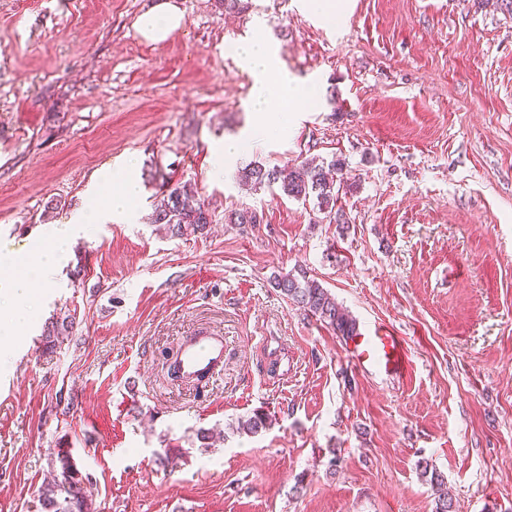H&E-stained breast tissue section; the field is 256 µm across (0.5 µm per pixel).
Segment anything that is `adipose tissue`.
I'll return each mask as SVG.
<instances>
[{
  "instance_id": "ef3b65f1",
  "label": "adipose tissue",
  "mask_w": 512,
  "mask_h": 512,
  "mask_svg": "<svg viewBox=\"0 0 512 512\" xmlns=\"http://www.w3.org/2000/svg\"><path fill=\"white\" fill-rule=\"evenodd\" d=\"M183 24V15L174 0H160L157 7L142 14L137 31L147 40H166ZM242 68L251 78L249 110L253 115L249 136L253 139H273L285 136L292 112L316 94L314 86L291 78L281 65L277 53L262 32L239 41L235 46ZM136 161L126 158L119 170L109 173L114 190L106 201L82 210L62 224L51 225L46 242L28 253L26 273H11L13 254L0 249V299L11 301L9 310H0V342L12 337L28 324L27 301L36 282H49L52 270L60 262L64 242L85 224H104L117 217L130 216L140 198L141 187L134 177Z\"/></svg>"
}]
</instances>
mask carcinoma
<instances>
[{
    "mask_svg": "<svg viewBox=\"0 0 512 512\" xmlns=\"http://www.w3.org/2000/svg\"><path fill=\"white\" fill-rule=\"evenodd\" d=\"M345 161L337 159L328 165L302 162L296 165L267 168L261 164H251L239 172L240 181L256 186L277 184L282 192L297 201L314 199L319 210L327 214L329 220L341 222L342 214L332 213L329 205L335 202L338 190L336 181L342 177ZM194 190L185 183L167 191L163 202L153 214L152 223L163 226L172 236L200 233L210 224V214L205 203L192 202ZM227 224H258L259 215L249 207L232 209L224 215ZM271 286L288 298L299 309L311 314L329 325L336 335L343 338L356 329L355 319L334 296L317 280L306 274L295 276L291 273L276 275L270 280ZM76 324V315H68L48 328L43 338L46 351L53 352L59 337L70 333ZM269 425V416L256 412L239 423V429L256 434ZM59 467L54 469L52 479L38 491L39 501L44 512H97L96 495L90 482L71 461V455L58 451ZM431 484L437 486L435 512H455L452 498L444 491V481L440 475L432 473Z\"/></svg>",
    "mask_w": 512,
    "mask_h": 512,
    "instance_id": "obj_1",
    "label": "carcinoma"
}]
</instances>
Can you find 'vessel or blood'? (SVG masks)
Returning <instances> with one entry per match:
<instances>
[{"label":"vessel or blood","instance_id":"1","mask_svg":"<svg viewBox=\"0 0 512 512\" xmlns=\"http://www.w3.org/2000/svg\"><path fill=\"white\" fill-rule=\"evenodd\" d=\"M349 361L363 374L400 380L411 372L403 336L386 324L355 330L346 347ZM178 378L197 381L224 367L223 333L203 330L186 337L172 364Z\"/></svg>","mask_w":512,"mask_h":512}]
</instances>
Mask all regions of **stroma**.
Returning <instances> with one entry per match:
<instances>
[{"label":"stroma","instance_id":"35a3bbf8","mask_svg":"<svg viewBox=\"0 0 512 512\" xmlns=\"http://www.w3.org/2000/svg\"><path fill=\"white\" fill-rule=\"evenodd\" d=\"M158 2L0 0V246L25 256L104 203L100 174L125 157L144 188L133 217L79 232L9 345L0 512H41L61 448L98 512H433L426 465L457 512H512V17L495 0H347L336 22L301 0H175L184 23L154 43L135 23ZM258 29L317 94L288 135L253 144L234 46ZM231 138L245 165L345 160V223L215 177ZM157 171L205 202L204 232L152 223ZM242 204L259 223H225ZM299 269L358 324L405 337L408 383L362 375L272 288ZM72 312L45 352L46 325ZM203 327L224 332L223 372L168 376ZM264 336L287 370L260 359ZM257 410L270 427L239 432Z\"/></svg>","mask_w":512,"mask_h":512}]
</instances>
